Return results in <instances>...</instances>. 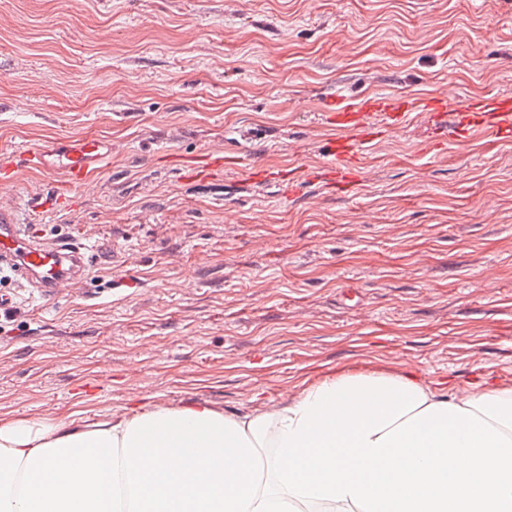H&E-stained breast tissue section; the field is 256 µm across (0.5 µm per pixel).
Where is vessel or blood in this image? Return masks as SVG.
I'll list each match as a JSON object with an SVG mask.
<instances>
[{
	"instance_id": "1",
	"label": "vessel or blood",
	"mask_w": 512,
	"mask_h": 512,
	"mask_svg": "<svg viewBox=\"0 0 512 512\" xmlns=\"http://www.w3.org/2000/svg\"><path fill=\"white\" fill-rule=\"evenodd\" d=\"M420 113L438 135H451L459 143L479 133L512 138V97L477 96L457 103L445 96L411 101L387 95H368L357 100L333 96L327 99L322 120L341 130L328 145L326 169L348 183L357 181L364 148L384 132L407 124ZM106 144L96 137L78 136L41 146L25 156L27 165L48 175H62L68 186L88 185L107 157ZM40 202L25 199L0 205V272H11L39 298L54 295L61 284L87 276L92 257L86 245L66 237L46 238L26 229L29 212Z\"/></svg>"
}]
</instances>
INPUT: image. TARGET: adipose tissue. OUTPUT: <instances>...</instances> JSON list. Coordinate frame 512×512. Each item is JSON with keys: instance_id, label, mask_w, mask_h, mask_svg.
Instances as JSON below:
<instances>
[{"instance_id": "1", "label": "adipose tissue", "mask_w": 512, "mask_h": 512, "mask_svg": "<svg viewBox=\"0 0 512 512\" xmlns=\"http://www.w3.org/2000/svg\"><path fill=\"white\" fill-rule=\"evenodd\" d=\"M512 512V385L339 371L240 418L192 402L0 425V512Z\"/></svg>"}]
</instances>
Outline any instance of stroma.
Masks as SVG:
<instances>
[{
	"mask_svg": "<svg viewBox=\"0 0 512 512\" xmlns=\"http://www.w3.org/2000/svg\"><path fill=\"white\" fill-rule=\"evenodd\" d=\"M512 96V0H0V204L98 257L50 299L9 284L0 422L117 419L195 401L283 405L339 370L436 389L512 384V140L421 118L326 162L331 94ZM89 135L91 184L21 165ZM223 170L191 178L203 156Z\"/></svg>",
	"mask_w": 512,
	"mask_h": 512,
	"instance_id": "stroma-1",
	"label": "stroma"
}]
</instances>
